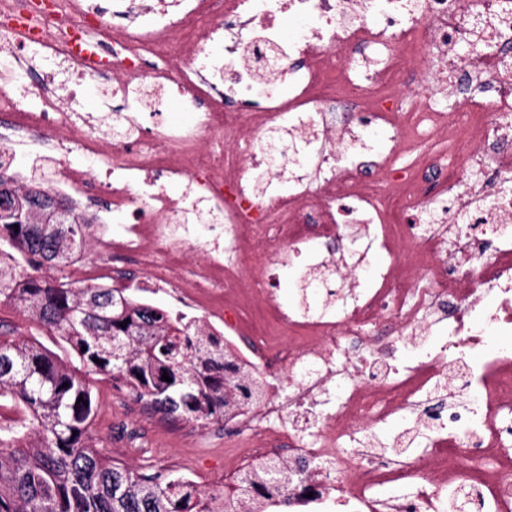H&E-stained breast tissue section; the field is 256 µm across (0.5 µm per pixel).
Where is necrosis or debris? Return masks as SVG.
Wrapping results in <instances>:
<instances>
[{"label": "necrosis or debris", "mask_w": 512, "mask_h": 512, "mask_svg": "<svg viewBox=\"0 0 512 512\" xmlns=\"http://www.w3.org/2000/svg\"><path fill=\"white\" fill-rule=\"evenodd\" d=\"M0 0V73H66L67 96H0L22 141L76 153L52 186L97 185L112 205L97 247L172 293L259 375H280L242 412L255 458H304L269 512H512V0ZM293 29H286V21ZM484 40L481 55L461 54ZM428 73L405 92L411 68ZM466 71L480 98L443 99ZM120 107L80 136L88 74ZM175 96L178 125L162 120ZM445 150L399 165L432 140ZM345 245L340 257L323 244ZM388 263L358 275L369 253ZM343 270L332 313L285 310L253 261ZM416 352L404 368L392 359ZM460 382L472 398L459 403ZM431 398L424 446L377 460L367 431ZM354 452H345L346 444Z\"/></svg>", "instance_id": "obj_1"}]
</instances>
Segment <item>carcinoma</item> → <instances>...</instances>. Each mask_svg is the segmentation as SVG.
Returning <instances> with one entry per match:
<instances>
[{
    "instance_id": "1",
    "label": "carcinoma",
    "mask_w": 512,
    "mask_h": 512,
    "mask_svg": "<svg viewBox=\"0 0 512 512\" xmlns=\"http://www.w3.org/2000/svg\"><path fill=\"white\" fill-rule=\"evenodd\" d=\"M0 196L27 205L51 191L8 184ZM92 227L72 207L60 227L36 210L18 226L0 221V304L16 305L57 334L80 364L0 334V401L21 415L0 423V512H267L262 492L287 490L304 465L260 460L231 490H202L181 475L133 471L100 449L91 431L93 374L112 377L158 413L204 425L262 401L265 383L205 326L175 321L125 288L66 281L65 268L84 251ZM43 268L57 276L37 274Z\"/></svg>"
}]
</instances>
